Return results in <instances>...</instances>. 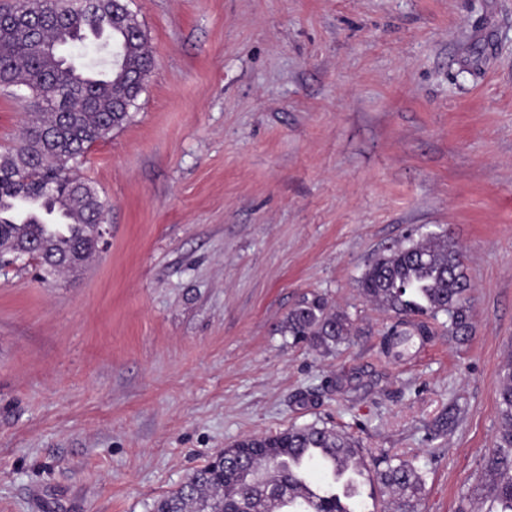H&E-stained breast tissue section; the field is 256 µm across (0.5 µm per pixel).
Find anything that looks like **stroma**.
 Instances as JSON below:
<instances>
[{"instance_id":"obj_1","label":"stroma","mask_w":512,"mask_h":512,"mask_svg":"<svg viewBox=\"0 0 512 512\" xmlns=\"http://www.w3.org/2000/svg\"><path fill=\"white\" fill-rule=\"evenodd\" d=\"M154 57L78 164L111 234L0 271V512H151L247 435L312 422L472 495L512 360V0H131ZM27 109L0 88V156ZM462 249L474 330L383 354L357 281L410 230ZM319 293L360 332L277 330Z\"/></svg>"}]
</instances>
